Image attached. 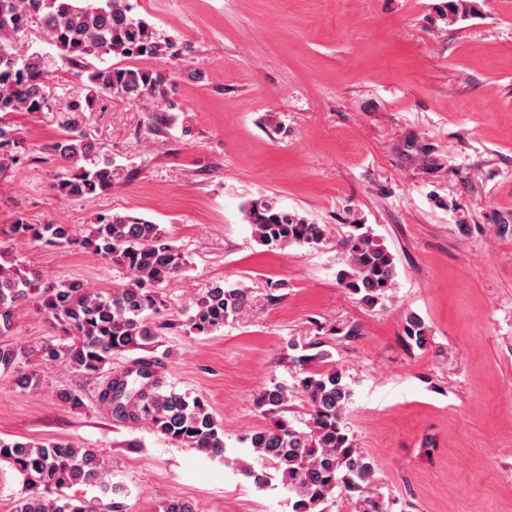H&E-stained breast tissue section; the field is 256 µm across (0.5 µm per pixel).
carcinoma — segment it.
<instances>
[{
	"mask_svg": "<svg viewBox=\"0 0 512 512\" xmlns=\"http://www.w3.org/2000/svg\"><path fill=\"white\" fill-rule=\"evenodd\" d=\"M38 22L59 50L61 58L83 63L89 57L130 60L166 54L171 44L161 42L154 28L130 15L127 0H0V168L14 160V130L5 116L15 112L40 113L50 109L47 92L50 70L46 58L26 49L25 37ZM169 74L137 66H101L89 70L81 90L60 121L64 135L49 146L65 173L52 184L57 196L81 199L104 195L121 175L112 157L101 153L82 126V114L104 100L151 99L171 110L166 98ZM256 241L265 247L297 243L318 245L325 238L319 224L256 199L244 208ZM13 231L52 245L78 244L125 269L129 280L107 292L73 281L43 284L40 276L15 264H4L0 253V335L13 328L15 311L33 303L59 329L61 342L47 340L36 346L0 345V372L12 373L15 383L38 385L37 366L63 361L79 374L100 372L112 356L142 349L160 336L152 322L161 300L158 288L177 277L187 264L160 225L131 216L98 214L89 232L76 237L68 224L35 226L16 218ZM348 269L340 281L372 308L385 301L394 283L390 252L363 224L353 225L341 242ZM243 288L217 282L194 302L191 329L208 335L237 317L247 306ZM407 337L422 346L427 340L423 321H406ZM314 354L298 357L293 382H275L262 389L256 407L269 416V424L247 440L262 459L270 462L280 482L297 499L293 512H323L321 505L336 492H360L374 473V465L346 431L345 413L352 391L345 372L325 367L330 353L321 341L307 344ZM301 397L309 419L300 427L282 415L288 399ZM98 400L114 418L144 422L170 441L210 455H223L224 428L200 397L164 390L151 362L141 360L120 374L111 375L98 392ZM0 462L22 476L23 489L11 512H93L84 499L67 490L95 485L103 494L118 495L107 460L93 448L71 443L5 441L0 439Z\"/></svg>",
	"mask_w": 512,
	"mask_h": 512,
	"instance_id": "obj_1",
	"label": "carcinoma"
}]
</instances>
